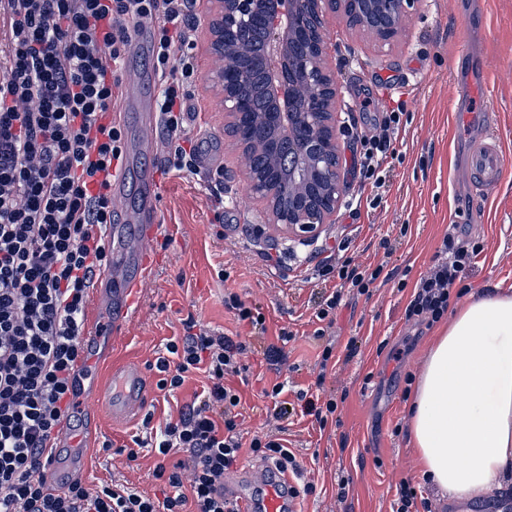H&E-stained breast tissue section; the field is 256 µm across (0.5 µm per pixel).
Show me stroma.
Here are the masks:
<instances>
[{"label": "stroma", "mask_w": 512, "mask_h": 512, "mask_svg": "<svg viewBox=\"0 0 512 512\" xmlns=\"http://www.w3.org/2000/svg\"><path fill=\"white\" fill-rule=\"evenodd\" d=\"M195 12L198 78L188 89L195 109L186 132L198 147V171L168 169L166 133L159 125L152 130L154 150L131 155L115 221L124 225L129 241L138 240L139 227L128 216L141 205L139 171L152 170L160 186L155 270L127 313L89 303L88 322L109 316L122 324L111 349L97 350V371L104 376L116 365L138 366L147 380L144 411H152L160 424L176 417L205 383L196 373L173 394L156 387L154 364L167 340L182 335L185 319L249 339L252 348L241 358L248 380L237 385L244 436L284 426L302 482L315 487L313 494L299 497V512H392L405 479L422 485L432 512H464L424 483L408 442V382L417 377L434 330L407 321L405 310L450 234L481 247L461 283L462 295L451 297V304L512 285V0H416L405 19V40L390 50L353 33L342 20L330 21L332 64L349 106L341 115L340 137L347 189L333 222L305 241L275 235L251 198L248 165L224 129V108L212 80L216 62L207 49L208 0H198ZM465 53L485 66L484 91L493 99L488 124L508 163L496 187L486 192L476 190L462 168L467 144L458 133L453 66ZM399 103L408 122L396 142L389 185L374 206L371 187L359 175L355 139L370 132L375 114ZM341 243L356 261L384 265L396 277L377 282L371 296H347L328 331L337 362L325 367V341L313 336L314 302L325 285L309 279L306 269ZM230 292L264 315V333L225 309ZM283 328L293 337L285 347L286 362L276 368L264 351ZM282 381L289 394L301 390L336 399L340 424L322 428L313 417L298 414L277 423L270 415L272 401L261 390ZM76 425L88 446L73 474L89 490L121 483L146 495L158 493L154 451L140 448L133 460L124 451L133 437L146 434L141 414L121 419L83 414ZM343 480L349 494L341 501L336 493Z\"/></svg>", "instance_id": "obj_1"}]
</instances>
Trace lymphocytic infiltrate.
Returning <instances> with one entry per match:
<instances>
[{
	"instance_id": "lymphocytic-infiltrate-1",
	"label": "lymphocytic infiltrate",
	"mask_w": 512,
	"mask_h": 512,
	"mask_svg": "<svg viewBox=\"0 0 512 512\" xmlns=\"http://www.w3.org/2000/svg\"><path fill=\"white\" fill-rule=\"evenodd\" d=\"M194 29L189 0H0V512H230L224 475L242 450L280 471L299 470L281 438L247 442L241 434V398L228 380L247 373L241 357L249 343L189 319L154 364L156 386L174 393L196 371L207 384L154 431L161 498L121 484L92 492L78 479L53 487L45 477L74 408L90 290L109 264L112 168L123 153L112 72L149 31L168 164L195 171L197 152L181 143L191 110L185 89L196 77ZM402 125L401 108H389L359 139V174L375 191L387 185ZM478 252L445 242L416 285L408 319L438 322ZM382 272L350 256L318 265L316 278L338 286L316 305L315 337L333 325L345 290L369 294ZM285 388L262 390L276 419L298 409L323 426L339 422L335 399L301 391L291 403ZM177 450L184 459L167 465Z\"/></svg>"
}]
</instances>
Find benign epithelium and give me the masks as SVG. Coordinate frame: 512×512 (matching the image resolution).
<instances>
[{"mask_svg":"<svg viewBox=\"0 0 512 512\" xmlns=\"http://www.w3.org/2000/svg\"><path fill=\"white\" fill-rule=\"evenodd\" d=\"M415 0H367L366 12L356 15L355 0H212L209 26L210 48L220 61L214 83L221 95L227 129L239 124L242 91L250 80V70L238 68L234 86L224 80L227 60L224 41L237 34L258 17L263 19L270 55L264 67L296 69L294 79L301 96L295 98L281 87L272 97L274 111L269 120L288 138V157L299 163L302 176L310 179L316 194L305 192L303 183L293 180L279 188L265 173L250 170L251 194L263 203L268 223L291 237L316 235L329 223L346 193L345 172L337 127L341 90L335 71L327 63L328 44L324 39L327 21L342 17L349 28L382 47L392 48L406 36L405 16ZM299 37L307 38L312 52L295 61L290 46Z\"/></svg>","mask_w":512,"mask_h":512,"instance_id":"obj_1","label":"benign epithelium"}]
</instances>
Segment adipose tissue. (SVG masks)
I'll use <instances>...</instances> for the list:
<instances>
[{"label":"adipose tissue","mask_w":512,"mask_h":512,"mask_svg":"<svg viewBox=\"0 0 512 512\" xmlns=\"http://www.w3.org/2000/svg\"><path fill=\"white\" fill-rule=\"evenodd\" d=\"M408 436L425 475L450 502L512 486V289L455 309L415 386Z\"/></svg>","instance_id":"ef3b65f1"}]
</instances>
